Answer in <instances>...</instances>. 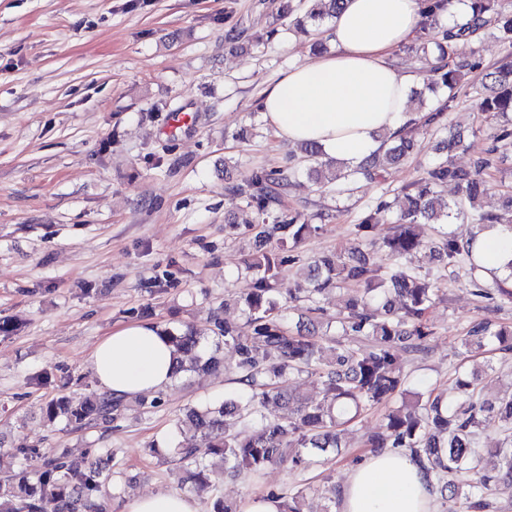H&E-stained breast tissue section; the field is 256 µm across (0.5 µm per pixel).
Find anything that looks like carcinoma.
Listing matches in <instances>:
<instances>
[{"label": "carcinoma", "instance_id": "carcinoma-1", "mask_svg": "<svg viewBox=\"0 0 512 512\" xmlns=\"http://www.w3.org/2000/svg\"><path fill=\"white\" fill-rule=\"evenodd\" d=\"M500 0H470V12L449 29L439 23L448 0H429V26L432 35L416 47L426 56L437 51L440 65L432 70L429 89H448V101L428 111L424 125L441 126L444 111L455 98L461 69L478 68L476 63L456 60L459 40L473 37L493 27L500 40L512 48V10L499 5ZM340 0H305V6H286L280 16L289 20V28L301 34L310 32L313 23L331 18ZM477 109L496 118L512 114V60L482 73L472 85ZM492 151L499 153L502 164L512 162L506 149L512 146V127L504 125L494 135ZM415 148V129L384 141L382 150L354 167L338 161L321 160L314 144L300 146L302 157L311 161L308 176L322 192L349 195L361 179L376 180L388 166L408 158ZM489 165L478 158L468 167L449 159L431 166L421 181L412 185L400 201L402 223L382 237L379 226L386 203L363 213L354 227L350 247L319 256L308 265V274L289 297L301 298L314 305L322 315L318 297L334 289L349 288L343 306L327 319V327H336L335 346L316 338L307 328L287 326L286 308L277 295L275 283L281 267L289 261L283 255L288 240L296 241L311 225L302 222V214L276 213L272 204L279 193L291 185L293 171L256 169L231 191L245 202V218L254 254L246 261L251 272L250 287L237 296L246 321L231 324L216 315L212 320V349L201 351L204 336L188 327L167 331L185 372H209L224 364L220 349L235 353L230 370L241 385L240 391L224 400L188 408L182 424L176 427L178 441L173 448H153L178 465L179 481L189 482L199 490L209 488V472L219 464L232 477L258 474L271 465H288L301 472L313 463V454L323 455L322 462L332 463L341 452L340 427L354 421L364 410L387 404L409 393L397 351L420 352L431 335L425 315L438 296L437 280L428 273L407 265L413 255L426 251L437 255L444 266L467 261L471 273L480 271L471 243L445 234L435 247H428L416 231L421 223L448 224L452 217L475 212V222L482 228L499 224L512 227V193L502 194L497 212L479 211L485 194L481 177ZM452 184L458 197L439 205L440 188ZM382 241L391 263L374 264L370 249ZM508 333L488 320L475 323L462 345L477 352L498 342L512 350ZM345 337L359 338L367 345L351 348L342 345ZM306 372L320 386L321 396L293 393L289 376ZM482 376L461 383L462 399L448 404L440 397L405 403L385 415L379 431L368 436L374 449L405 448L418 456L435 476L440 489L450 501H461L467 512H492L486 493L498 483H512V397L499 402L478 399ZM127 403L110 395H61L47 407L48 420H61L74 428L107 426L120 419ZM253 430H238L240 424ZM488 430H501L505 441L487 452L498 459L491 470L482 466L477 436ZM201 435L210 439L213 462L196 456L193 440ZM34 460L37 467L14 469L18 459ZM7 461L0 479V512H42L47 496L60 503V512H99L98 493L105 480L106 467L84 456L67 453L48 454L34 446L0 448V461ZM279 503V512H303L302 491L264 495Z\"/></svg>", "mask_w": 512, "mask_h": 512}]
</instances>
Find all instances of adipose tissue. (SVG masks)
Returning a JSON list of instances; mask_svg holds the SVG:
<instances>
[{"mask_svg":"<svg viewBox=\"0 0 512 512\" xmlns=\"http://www.w3.org/2000/svg\"><path fill=\"white\" fill-rule=\"evenodd\" d=\"M423 0H343L323 36L335 53L285 70L268 90L264 113L279 139L313 142L355 165L381 139L420 120L408 99L412 77L392 57L421 32ZM484 273L505 274L512 230L477 232L472 244ZM86 364L100 388L125 400L165 391L175 377L173 348L161 325L137 321L103 336ZM340 512H435V483L407 451L370 453L348 473ZM121 512H199L187 494L157 491L127 499Z\"/></svg>","mask_w":512,"mask_h":512,"instance_id":"1","label":"adipose tissue"}]
</instances>
